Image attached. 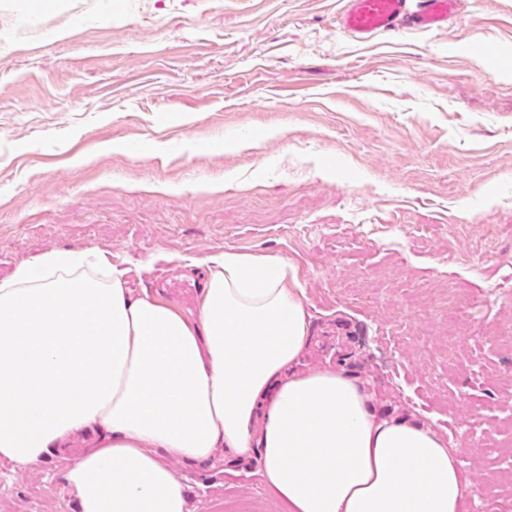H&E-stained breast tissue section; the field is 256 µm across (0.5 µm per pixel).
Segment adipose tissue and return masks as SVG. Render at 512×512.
Masks as SVG:
<instances>
[{"label":"adipose tissue","instance_id":"obj_1","mask_svg":"<svg viewBox=\"0 0 512 512\" xmlns=\"http://www.w3.org/2000/svg\"><path fill=\"white\" fill-rule=\"evenodd\" d=\"M195 313L104 252L51 250L0 278V461L61 477L78 512H190L182 470L257 461L290 512H460L448 438L381 411L343 365L298 370L310 324L279 257L209 256Z\"/></svg>","mask_w":512,"mask_h":512}]
</instances>
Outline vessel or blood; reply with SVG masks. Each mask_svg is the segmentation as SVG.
Segmentation results:
<instances>
[{"instance_id":"1","label":"vessel or blood","mask_w":512,"mask_h":512,"mask_svg":"<svg viewBox=\"0 0 512 512\" xmlns=\"http://www.w3.org/2000/svg\"><path fill=\"white\" fill-rule=\"evenodd\" d=\"M459 0H346L338 25L348 35L370 40L402 28L430 30L448 23Z\"/></svg>"}]
</instances>
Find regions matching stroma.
Listing matches in <instances>:
<instances>
[{"instance_id": "stroma-1", "label": "stroma", "mask_w": 512, "mask_h": 512, "mask_svg": "<svg viewBox=\"0 0 512 512\" xmlns=\"http://www.w3.org/2000/svg\"><path fill=\"white\" fill-rule=\"evenodd\" d=\"M344 0H0V276L95 248L194 309L211 254L280 256L305 365L447 431L512 497V0L367 42ZM55 457L0 512H77ZM192 512H285L258 464L184 474Z\"/></svg>"}]
</instances>
